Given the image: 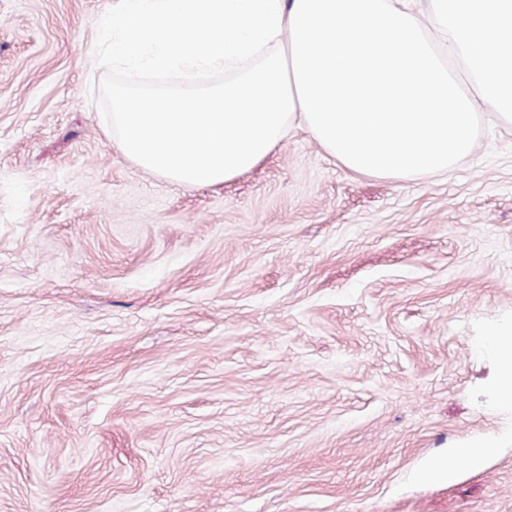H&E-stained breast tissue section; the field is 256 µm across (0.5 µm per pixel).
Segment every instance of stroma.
<instances>
[{
	"label": "stroma",
	"mask_w": 512,
	"mask_h": 512,
	"mask_svg": "<svg viewBox=\"0 0 512 512\" xmlns=\"http://www.w3.org/2000/svg\"><path fill=\"white\" fill-rule=\"evenodd\" d=\"M112 3L0 0V512H512V125L412 180L298 128L181 187L90 95ZM486 346L503 359V393L512 400V336L491 330L486 337Z\"/></svg>",
	"instance_id": "1"
}]
</instances>
